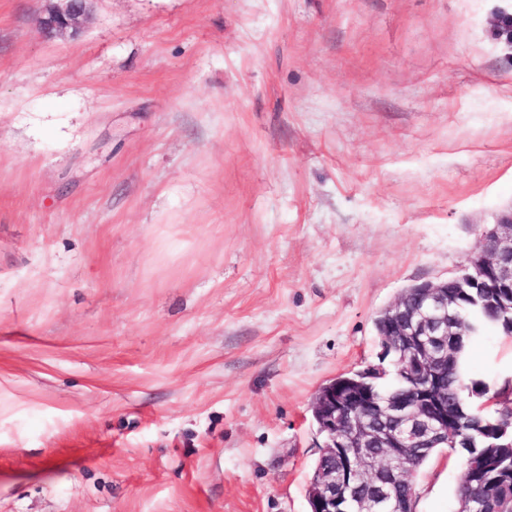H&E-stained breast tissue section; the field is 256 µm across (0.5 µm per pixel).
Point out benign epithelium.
<instances>
[{"label": "benign epithelium", "instance_id": "1", "mask_svg": "<svg viewBox=\"0 0 512 512\" xmlns=\"http://www.w3.org/2000/svg\"><path fill=\"white\" fill-rule=\"evenodd\" d=\"M40 17L50 36L79 33L90 14L92 0H47ZM462 288H491V300L502 314H512V209L500 214L492 228L482 232L478 252L453 275ZM421 306L410 311L400 303L378 321L382 336L405 341L399 362L405 374L420 380L414 399L383 402L367 390L336 389L325 385L317 395L321 455L328 460L318 488L307 493L308 512H341L336 498V471L351 468L349 457L365 459L371 448H386L392 458L407 448H468L448 429V403L441 398L448 385L451 347L462 340L456 300L448 296V281L414 285ZM398 466H374L372 486L357 500L356 512H376L391 502L390 489Z\"/></svg>", "mask_w": 512, "mask_h": 512}]
</instances>
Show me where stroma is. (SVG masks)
I'll list each match as a JSON object with an SVG mask.
<instances>
[{
    "instance_id": "stroma-1",
    "label": "stroma",
    "mask_w": 512,
    "mask_h": 512,
    "mask_svg": "<svg viewBox=\"0 0 512 512\" xmlns=\"http://www.w3.org/2000/svg\"><path fill=\"white\" fill-rule=\"evenodd\" d=\"M45 6L0 0V512H307L318 391L512 208V0ZM464 367L512 407V336ZM92 1L46 0L49 4L40 17L42 31L50 36L76 35L89 17Z\"/></svg>"
}]
</instances>
